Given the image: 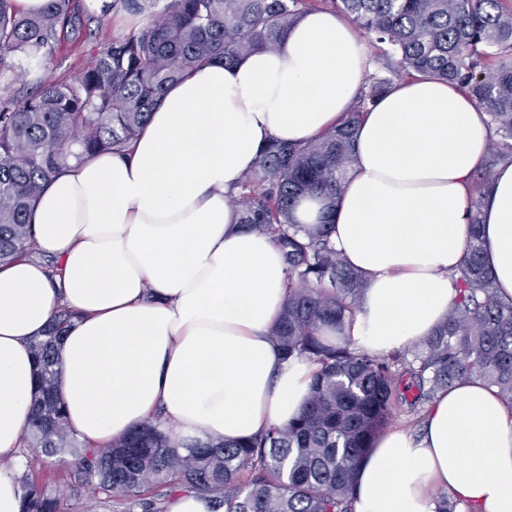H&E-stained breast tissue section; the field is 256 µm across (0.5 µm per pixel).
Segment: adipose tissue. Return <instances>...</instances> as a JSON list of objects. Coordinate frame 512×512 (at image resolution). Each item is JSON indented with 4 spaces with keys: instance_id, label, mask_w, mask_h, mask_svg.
<instances>
[{
    "instance_id": "ef3b65f1",
    "label": "adipose tissue",
    "mask_w": 512,
    "mask_h": 512,
    "mask_svg": "<svg viewBox=\"0 0 512 512\" xmlns=\"http://www.w3.org/2000/svg\"><path fill=\"white\" fill-rule=\"evenodd\" d=\"M354 25L302 15L273 50L219 61L169 85L127 155L70 162L31 222L57 275L22 257L0 266V512H22L17 477L31 418V342L63 307L57 393L89 447L162 412L180 438L245 440L303 410L316 366L285 359L270 330L288 296L273 238L243 229L228 199L270 140L299 143L340 126L368 70ZM489 117L467 89L407 78L365 112L337 200L302 198L297 224L328 217L331 244L366 288L345 333L381 355L444 321L452 271L480 199L483 259L512 298V163L489 185ZM512 512V405L480 380L428 404L418 434L393 427L356 475L354 512Z\"/></svg>"
}]
</instances>
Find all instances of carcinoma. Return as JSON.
Instances as JSON below:
<instances>
[{
	"instance_id": "1",
	"label": "carcinoma",
	"mask_w": 512,
	"mask_h": 512,
	"mask_svg": "<svg viewBox=\"0 0 512 512\" xmlns=\"http://www.w3.org/2000/svg\"><path fill=\"white\" fill-rule=\"evenodd\" d=\"M336 13L398 56V74L459 83L487 112L496 151L488 168L512 162V0H332ZM112 9L147 19L114 36L72 82L37 77L15 98L8 75L39 69L61 38L93 18L84 0H47L20 15L0 0V265L32 252L33 207L71 159L125 150L169 84L214 59L275 48L307 0H112ZM392 85L373 74L338 129L305 143L273 140L232 197L237 223L272 234L288 270V303L271 336L284 358L320 365L310 398L286 427L241 442L171 438L165 422L143 424L106 448L69 430L57 397L56 345L73 313L64 309L32 342L35 391L25 448L76 469L90 500L146 497L165 512L174 492L213 498L224 512H353L358 466L405 402L414 407L472 378L512 403V299L498 295L481 258L479 213L453 274L448 318L424 342L387 355L351 347L346 318L365 288L330 244L331 225L295 224L304 194L336 199L352 158L359 114ZM333 335L328 336L326 332ZM19 477L25 512H67L31 473Z\"/></svg>"
}]
</instances>
